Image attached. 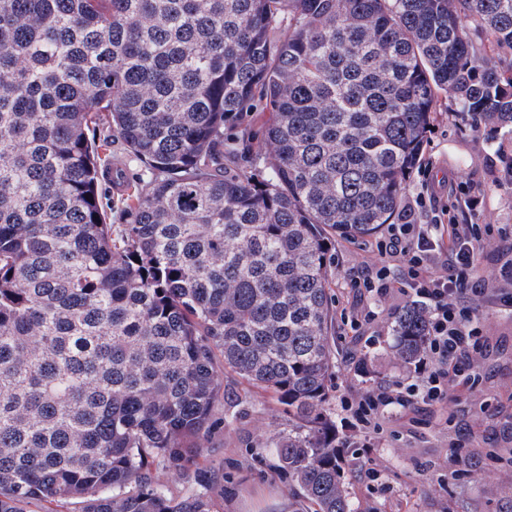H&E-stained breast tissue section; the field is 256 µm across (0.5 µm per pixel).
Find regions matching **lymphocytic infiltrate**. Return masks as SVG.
Masks as SVG:
<instances>
[{
  "instance_id": "lymphocytic-infiltrate-1",
  "label": "lymphocytic infiltrate",
  "mask_w": 512,
  "mask_h": 512,
  "mask_svg": "<svg viewBox=\"0 0 512 512\" xmlns=\"http://www.w3.org/2000/svg\"><path fill=\"white\" fill-rule=\"evenodd\" d=\"M435 198L431 192L405 205L397 223L388 225L375 243L380 255L398 260V269L368 267L351 282L350 328L358 343L381 314L373 299L397 294L426 300L431 306L427 356L415 365L410 380L359 401L354 415L367 429L377 428L380 409L390 405L408 408L447 400L452 381L465 374V358L482 344L476 299L490 298L512 311V237L495 224L457 223L445 208L431 223H421L427 201ZM493 234L504 243L494 288L479 271L481 241Z\"/></svg>"
}]
</instances>
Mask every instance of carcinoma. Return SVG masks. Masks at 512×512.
Returning <instances> with one entry per match:
<instances>
[{"label":"carcinoma","instance_id":"obj_1","mask_svg":"<svg viewBox=\"0 0 512 512\" xmlns=\"http://www.w3.org/2000/svg\"><path fill=\"white\" fill-rule=\"evenodd\" d=\"M472 21L512 52V0H0V512H213L214 478L158 479L189 477L229 372L284 406L268 448L299 494L351 512L335 236L396 223L440 97L512 128ZM100 126L151 173L129 224ZM428 321L397 315L400 362Z\"/></svg>","mask_w":512,"mask_h":512}]
</instances>
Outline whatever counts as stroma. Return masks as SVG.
Here are the masks:
<instances>
[{
    "instance_id": "obj_1",
    "label": "stroma",
    "mask_w": 512,
    "mask_h": 512,
    "mask_svg": "<svg viewBox=\"0 0 512 512\" xmlns=\"http://www.w3.org/2000/svg\"><path fill=\"white\" fill-rule=\"evenodd\" d=\"M512 155V133L472 128L448 99L422 160L430 177L454 192L448 208L462 224H498L512 230V176L502 155ZM496 166H488V158ZM478 199L469 209V199ZM330 269L337 368L326 406L338 438L351 432L350 406L379 386L407 381L411 365L393 351V320L381 318L366 333L374 344L355 345L341 312L352 300L350 279L376 265L365 240L337 239ZM483 344L466 368L473 380L456 386L449 402L427 410L392 405L381 421L376 447L344 448V482L353 512H512V313L484 302L479 309ZM235 401L215 412L217 423L198 460L218 474L213 488L220 512H312L276 468L266 441L287 428L269 396L234 385Z\"/></svg>"
}]
</instances>
